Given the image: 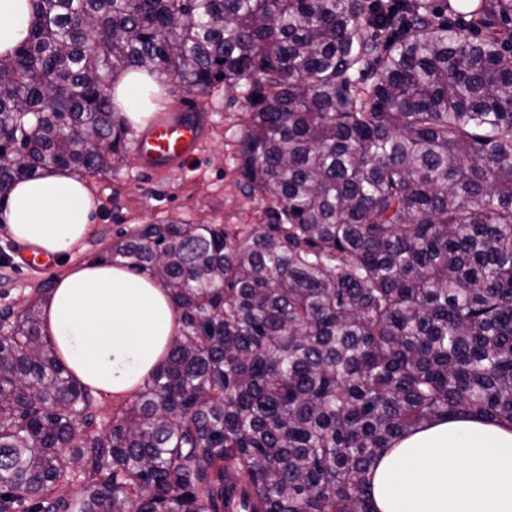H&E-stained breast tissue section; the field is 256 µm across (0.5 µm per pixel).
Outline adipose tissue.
<instances>
[{"instance_id": "1", "label": "adipose tissue", "mask_w": 512, "mask_h": 512, "mask_svg": "<svg viewBox=\"0 0 512 512\" xmlns=\"http://www.w3.org/2000/svg\"><path fill=\"white\" fill-rule=\"evenodd\" d=\"M34 24L30 0H0V56L26 41ZM111 95L138 130L168 103L159 74L144 69L125 71ZM98 209L84 179L57 169L17 183L0 225L17 241L68 254L83 243ZM42 317L71 374L115 398L156 370L177 327L160 281L91 262L55 278ZM371 499L375 512H512V428L457 415L406 435L379 459Z\"/></svg>"}]
</instances>
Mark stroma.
I'll list each match as a JSON object with an SVG mask.
<instances>
[{"label":"stroma","instance_id":"1","mask_svg":"<svg viewBox=\"0 0 512 512\" xmlns=\"http://www.w3.org/2000/svg\"><path fill=\"white\" fill-rule=\"evenodd\" d=\"M167 94L169 112L187 106L197 112L202 137L192 160L179 170H151L132 151L112 172L89 178L99 202L91 232L81 251L57 256L47 270L36 272L20 265L17 254L22 242L0 230V307L18 312L46 298L55 278L68 266L100 261L102 241H117L140 224L183 220L233 229L267 223L268 200L248 194L240 176L237 141L247 112L241 93L219 86L199 96L171 85Z\"/></svg>","mask_w":512,"mask_h":512}]
</instances>
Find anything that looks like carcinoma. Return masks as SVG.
Instances as JSON below:
<instances>
[{
  "label": "carcinoma",
  "instance_id": "cac0c4a2",
  "mask_svg": "<svg viewBox=\"0 0 512 512\" xmlns=\"http://www.w3.org/2000/svg\"><path fill=\"white\" fill-rule=\"evenodd\" d=\"M32 2L0 57V208L126 157L113 71L149 68L242 90L241 176L270 223L111 245L170 289L178 332L101 432L73 428L95 398L39 303L0 309V512H374L401 437L512 426V0H405L403 28L369 0Z\"/></svg>",
  "mask_w": 512,
  "mask_h": 512
}]
</instances>
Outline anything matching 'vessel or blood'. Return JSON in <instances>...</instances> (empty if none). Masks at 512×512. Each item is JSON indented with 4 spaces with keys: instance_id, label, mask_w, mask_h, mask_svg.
Here are the masks:
<instances>
[{
    "instance_id": "obj_1",
    "label": "vessel or blood",
    "mask_w": 512,
    "mask_h": 512,
    "mask_svg": "<svg viewBox=\"0 0 512 512\" xmlns=\"http://www.w3.org/2000/svg\"><path fill=\"white\" fill-rule=\"evenodd\" d=\"M200 141L198 125L185 114L165 115L141 135L135 144L137 154L146 167L174 170L188 163Z\"/></svg>"
}]
</instances>
